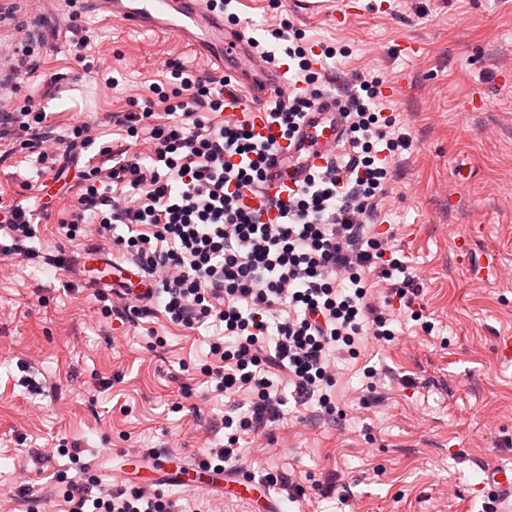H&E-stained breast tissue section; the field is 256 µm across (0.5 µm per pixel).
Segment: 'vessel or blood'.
I'll return each instance as SVG.
<instances>
[{
    "label": "vessel or blood",
    "mask_w": 512,
    "mask_h": 512,
    "mask_svg": "<svg viewBox=\"0 0 512 512\" xmlns=\"http://www.w3.org/2000/svg\"><path fill=\"white\" fill-rule=\"evenodd\" d=\"M82 3L102 20L116 17L141 30L173 35L217 67L251 62V38L243 25L225 22L223 12L213 9L209 0H82ZM256 74L253 94H267L281 88V71L262 66ZM224 100L226 117H247L263 139L281 142L279 127L267 121L263 108L249 105L241 91L225 88ZM341 134L342 121L333 99H323L318 110L303 124L295 146L283 150L282 155L288 160L287 170H272L267 185L258 195L248 196V204L254 208L267 207L269 216H276L273 202L287 198L298 189L310 171L325 166L340 142ZM96 262L105 268L113 281L128 287L130 297L140 296V286L146 278L138 267L101 255L97 256ZM151 471L154 479L175 485L180 484L183 474L189 473L201 489L239 498L254 495L261 500L264 512H283L279 499L269 487L235 470L218 473L194 463L171 470L164 459L157 458ZM485 482L497 495L512 499V465L490 466Z\"/></svg>",
    "instance_id": "obj_1"
}]
</instances>
